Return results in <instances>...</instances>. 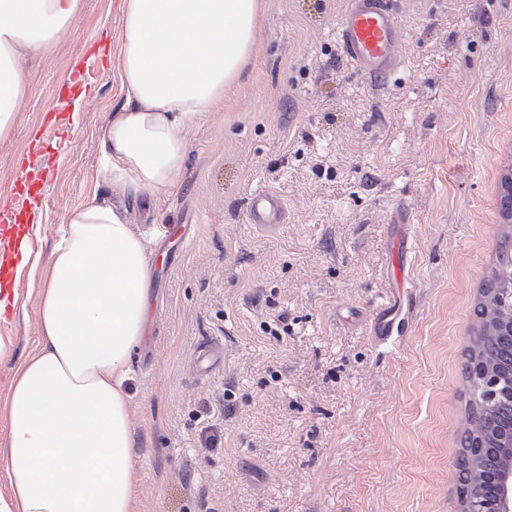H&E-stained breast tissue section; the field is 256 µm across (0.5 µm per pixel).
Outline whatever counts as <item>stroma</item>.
<instances>
[{"label": "stroma", "instance_id": "35a3bbf8", "mask_svg": "<svg viewBox=\"0 0 512 512\" xmlns=\"http://www.w3.org/2000/svg\"><path fill=\"white\" fill-rule=\"evenodd\" d=\"M347 5L266 0L249 76L190 131L175 188L128 205L153 237L129 383L138 512L459 510L473 309L512 169V0H392L404 67L382 85L342 58ZM119 16L120 0H83L53 56L22 62L0 206L39 198L34 252L112 193L98 137L122 102ZM258 189L288 207L274 232L245 220ZM15 298L0 398L41 340L28 278ZM384 304L403 330L380 345Z\"/></svg>", "mask_w": 512, "mask_h": 512}]
</instances>
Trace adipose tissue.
Here are the masks:
<instances>
[{
  "instance_id": "1",
  "label": "adipose tissue",
  "mask_w": 512,
  "mask_h": 512,
  "mask_svg": "<svg viewBox=\"0 0 512 512\" xmlns=\"http://www.w3.org/2000/svg\"><path fill=\"white\" fill-rule=\"evenodd\" d=\"M81 6L0 0V140L31 87L20 58L51 54ZM264 10V0H121L111 62L124 102L99 141L119 197L94 194L70 210L47 264L24 245L15 256L16 276L43 270L41 341L0 399V472L10 481L0 512H137L127 383L146 333L151 250L123 197L174 187L193 125L247 77Z\"/></svg>"
}]
</instances>
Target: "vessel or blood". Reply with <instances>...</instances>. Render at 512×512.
Returning a JSON list of instances; mask_svg holds the SVG:
<instances>
[{
	"mask_svg": "<svg viewBox=\"0 0 512 512\" xmlns=\"http://www.w3.org/2000/svg\"><path fill=\"white\" fill-rule=\"evenodd\" d=\"M398 30L388 0H349L337 23L347 66L356 74L381 82L394 76L403 64ZM246 221L272 232L287 223L288 208L280 196L261 189L248 199ZM24 237V225L15 223L9 215L0 218V250L16 251Z\"/></svg>",
	"mask_w": 512,
	"mask_h": 512,
	"instance_id": "b4317fda",
	"label": "vessel or blood"
}]
</instances>
